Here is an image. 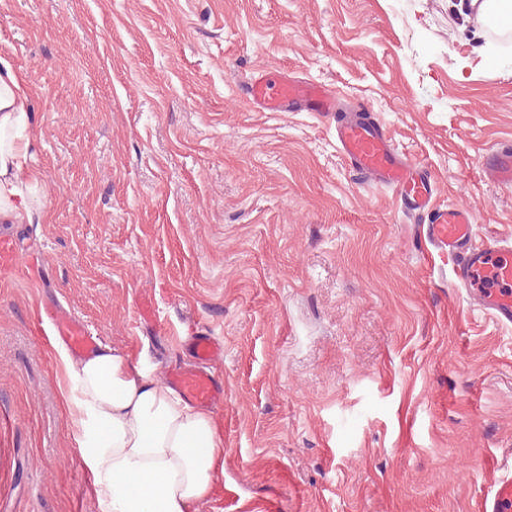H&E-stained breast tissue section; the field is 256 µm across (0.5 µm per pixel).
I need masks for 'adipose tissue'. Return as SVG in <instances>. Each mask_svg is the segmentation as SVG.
Instances as JSON below:
<instances>
[{
    "instance_id": "obj_1",
    "label": "adipose tissue",
    "mask_w": 512,
    "mask_h": 512,
    "mask_svg": "<svg viewBox=\"0 0 512 512\" xmlns=\"http://www.w3.org/2000/svg\"><path fill=\"white\" fill-rule=\"evenodd\" d=\"M26 77L0 59V222L20 215L34 147ZM63 408L97 512H197L224 475V434L157 381L142 360L111 348L73 362L60 352Z\"/></svg>"
}]
</instances>
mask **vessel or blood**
<instances>
[{
	"label": "vessel or blood",
	"mask_w": 512,
	"mask_h": 512,
	"mask_svg": "<svg viewBox=\"0 0 512 512\" xmlns=\"http://www.w3.org/2000/svg\"><path fill=\"white\" fill-rule=\"evenodd\" d=\"M245 99L263 112H313L334 123L340 150L362 184L387 186L419 222L423 240L438 255L454 260L455 284L497 320L512 324V244L477 242L474 211L467 205L438 207L433 203L432 174L403 159L386 128L374 120L367 105L345 102L325 85L285 72H256L242 87ZM488 182L512 188V144L504 143L481 161ZM39 318L48 319L61 341L75 354L93 355L99 337L79 321L43 305ZM188 364L165 372V381L191 403L206 409L223 406L224 385L212 366L224 356V345L210 331L186 340ZM483 512H512V479L502 478L482 503Z\"/></svg>",
	"instance_id": "vessel-or-blood-1"
}]
</instances>
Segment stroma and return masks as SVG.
Returning a JSON list of instances; mask_svg holds the SVG:
<instances>
[{
  "label": "stroma",
  "mask_w": 512,
  "mask_h": 512,
  "mask_svg": "<svg viewBox=\"0 0 512 512\" xmlns=\"http://www.w3.org/2000/svg\"><path fill=\"white\" fill-rule=\"evenodd\" d=\"M32 90L20 244L0 268V512H96L40 304L154 376L224 343V475L198 512H480L512 476V325L358 182L329 119L260 112L255 71L364 102L439 205L512 241V28L463 0H0ZM483 174L488 182L512 188V144L504 143L486 154L481 161Z\"/></svg>",
  "instance_id": "35a3bbf8"
}]
</instances>
